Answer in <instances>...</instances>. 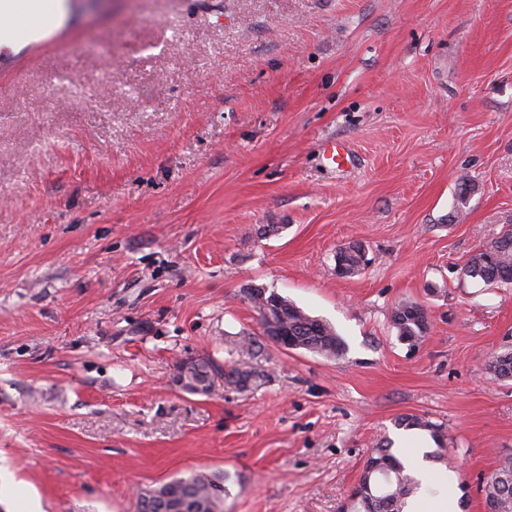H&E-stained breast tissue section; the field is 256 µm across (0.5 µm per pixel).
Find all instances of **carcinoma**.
Here are the masks:
<instances>
[{
    "label": "carcinoma",
    "instance_id": "obj_1",
    "mask_svg": "<svg viewBox=\"0 0 512 512\" xmlns=\"http://www.w3.org/2000/svg\"><path fill=\"white\" fill-rule=\"evenodd\" d=\"M465 275L478 278L487 285H497L512 278V229L503 231L485 248L473 253L464 265ZM258 314L261 330L270 322L284 327L296 349L319 355H336L343 342L327 321L305 312L287 298L270 292L250 300ZM415 301H402L392 312V326L400 340L416 347L429 332L423 315L413 312ZM265 349L264 336L247 333L230 342V351L237 359L220 368L210 357L182 361L177 365L179 382L194 394L210 396L221 388L239 393L262 385L267 373L258 363ZM485 372L499 381L512 380V349L506 348L485 365ZM397 426L407 430L430 433L437 445L431 452L435 461L445 459L442 427L426 417L406 414L398 418ZM226 480L217 477L191 476L176 478L161 486L144 490L135 499L136 512H224V497L228 495ZM421 483L405 467L392 450L388 439L379 441L364 462L353 495L357 500L351 512H405L408 500L415 496ZM484 501L498 512H512V457L503 458L487 480L479 484Z\"/></svg>",
    "mask_w": 512,
    "mask_h": 512
}]
</instances>
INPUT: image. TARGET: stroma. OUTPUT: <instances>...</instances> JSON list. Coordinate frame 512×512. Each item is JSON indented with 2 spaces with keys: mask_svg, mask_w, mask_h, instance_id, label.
I'll return each instance as SVG.
<instances>
[{
  "mask_svg": "<svg viewBox=\"0 0 512 512\" xmlns=\"http://www.w3.org/2000/svg\"><path fill=\"white\" fill-rule=\"evenodd\" d=\"M333 140L352 161L323 154ZM468 204L457 209L462 181ZM512 226V0H103L0 40V512H133L226 477L224 512H338L398 417L442 424L463 512L512 456V284L462 267ZM363 244L357 275L338 248ZM277 292L338 356L266 346ZM424 306L418 348L393 308ZM246 298L258 314V324L262 330L260 336L247 333L230 342V353L235 352L237 359L218 367L210 357L182 361L177 365L180 372L179 382L182 387L194 394L210 396L224 387L239 393L249 392L268 377L257 359L265 349L264 334L271 325L270 318L284 327L288 337L276 327L267 333L271 344L281 349H288L289 341L293 349H303L319 355H336L343 349V342L334 327L327 321L305 312L287 298L275 293H267L253 299ZM188 372L183 374V367ZM485 372L499 381L512 380V349L505 348L493 356L485 365Z\"/></svg>",
  "mask_w": 512,
  "mask_h": 512,
  "instance_id": "stroma-1",
  "label": "stroma"
}]
</instances>
